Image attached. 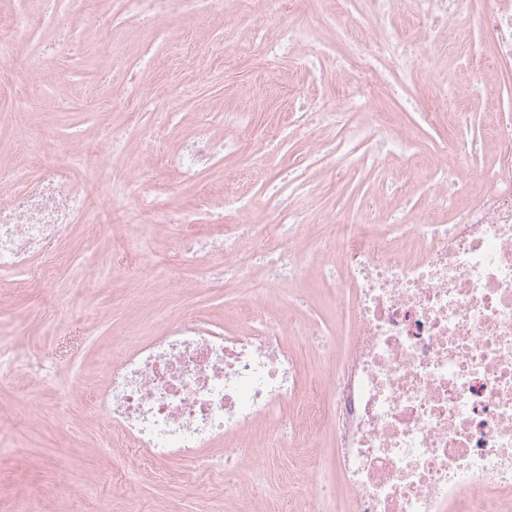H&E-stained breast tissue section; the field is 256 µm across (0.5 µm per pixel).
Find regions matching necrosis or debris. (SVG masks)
I'll return each mask as SVG.
<instances>
[{
  "instance_id": "1",
  "label": "necrosis or debris",
  "mask_w": 512,
  "mask_h": 512,
  "mask_svg": "<svg viewBox=\"0 0 512 512\" xmlns=\"http://www.w3.org/2000/svg\"><path fill=\"white\" fill-rule=\"evenodd\" d=\"M361 2L362 19L379 25L380 36L370 51L346 46L356 92L348 111L299 116L305 124L335 126V143L314 144L309 154L335 153L340 178L360 141L374 163L388 147L413 158L407 129L381 123L367 130L352 121V109L365 107L380 84L405 89L406 69L418 61L413 42L389 25L392 0ZM84 4L66 0L65 9L1 25L0 68L17 55L18 31L47 28L55 45L71 44ZM479 21L496 65L511 74L512 0H486ZM448 130L431 162L440 206L452 201L481 150L460 113H449ZM492 134V172L449 222L424 212L410 223L388 224L385 201L369 197L359 206L360 223L333 225L331 251L315 248L351 322L336 352L343 371L327 385L308 383L291 349L300 333L322 338V327L299 330L272 310L281 294L301 292L289 269L300 222L228 224L219 234L182 238L176 264L208 282L265 267V285L250 298L251 325L228 330L185 318L113 355L90 405L102 429L97 448L115 445L141 462L189 465L221 442L228 472L256 464L248 432L257 420L292 447L327 424L349 512H512L511 103L496 112ZM239 148L202 126L164 164L190 179ZM85 161L64 153L40 165L21 189L0 178V284L20 273L47 282L75 224L102 223L112 201L90 200L73 174ZM214 254L222 262L201 266ZM60 364L57 354L24 362L0 349V383L28 373L41 387Z\"/></svg>"
}]
</instances>
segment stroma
I'll use <instances>...</instances> for the list:
<instances>
[{
    "label": "stroma",
    "mask_w": 512,
    "mask_h": 512,
    "mask_svg": "<svg viewBox=\"0 0 512 512\" xmlns=\"http://www.w3.org/2000/svg\"><path fill=\"white\" fill-rule=\"evenodd\" d=\"M393 22L400 33L415 40L430 67H414L413 91L421 104L431 103L441 83L458 95L455 108L468 116L473 134L484 147L474 158L475 171L492 163L493 101L508 87L491 63V50L479 27V0H463L454 33L421 31L409 13L407 0H393ZM344 18L335 0H287L284 9L270 14L256 4L242 14L239 0H224L216 13L200 5L193 13L176 15L163 24L167 34L152 37L136 19L112 16V42L120 57L103 67L100 34L83 21L75 44L53 57L50 66L66 76V84L43 78L31 69L27 45H20L14 64L0 72V166L13 170L18 186L35 175L34 168H19L27 146L8 145V113L18 89H28L24 109L30 128L44 140L66 150L81 148L88 156L76 170L93 195L114 189L113 217L133 212L135 197L125 187L132 165L149 169L144 193L162 192L173 204L197 213V226L207 229L210 216L206 198L220 188L249 199L251 223L268 224L272 218L259 201L268 185H276L288 210L299 213L307 232L294 249L308 256L317 237L324 235L325 216L346 221L356 213L366 194L385 193L396 218L412 220L426 211L435 188L423 171L427 151H420L416 172L387 184L382 172L355 162L349 175L336 176V157L326 154L307 176L304 188H294L289 174L303 165L311 140H335V129L324 126L278 139L271 132L283 114L298 111L293 97L299 88L322 108L340 106L350 93L351 75L341 61L343 47L336 38ZM294 32L300 40L292 51L269 54L260 37ZM149 90L159 99L178 101L176 116L158 124L154 112L142 104L140 93ZM247 111L248 124L232 120V113ZM210 114L216 135L240 142L238 154L223 158L195 181L183 182L162 164L160 151L176 147L203 114ZM134 128L122 157L109 166L94 161L97 143L116 124ZM177 226L130 224L123 238L111 239L96 224L76 225L62 262L50 281L18 292L0 288V344L20 352L46 355L62 342L66 325L76 329L77 342L66 356L68 369L55 376L38 395L30 397L27 377L0 387V425L9 430L10 448L0 452V512H93L102 493L104 477L123 464L120 448L98 455L93 443L99 422L85 406L106 378L113 350L137 336H152L182 317L228 328H241L247 301L262 287L258 269L239 284L225 287L201 282L172 262L180 235ZM304 301H284L290 317L316 321L334 336H342L331 293L318 265H308L302 281ZM71 399L60 404V392ZM249 441L262 456L261 469L244 467L231 477L213 470L224 454L223 444L202 449L195 469L199 483L183 481L182 465L134 468L130 490L115 496L112 512H257L258 502L246 493L262 480L271 498L287 501L300 491L311 472H319L334 489L327 512H346L341 475L336 466V439L323 431L308 437L304 449L277 447L265 423H257Z\"/></svg>",
    "instance_id": "stroma-1"
}]
</instances>
